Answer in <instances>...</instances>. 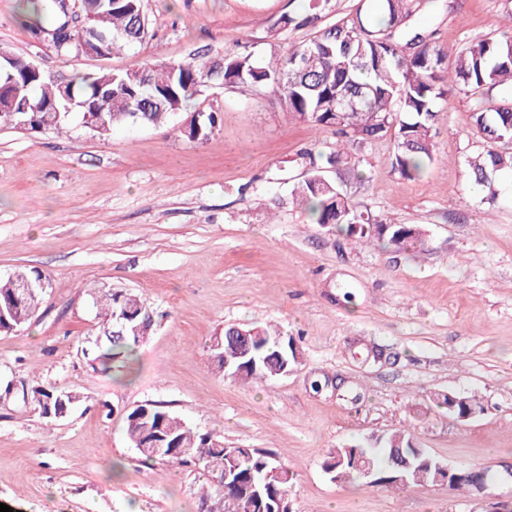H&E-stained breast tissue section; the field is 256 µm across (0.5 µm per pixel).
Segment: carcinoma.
<instances>
[{
	"instance_id": "obj_1",
	"label": "carcinoma",
	"mask_w": 512,
	"mask_h": 512,
	"mask_svg": "<svg viewBox=\"0 0 512 512\" xmlns=\"http://www.w3.org/2000/svg\"><path fill=\"white\" fill-rule=\"evenodd\" d=\"M34 16L28 25L35 39L51 36L61 55L77 54L81 31H65V18L56 0H22ZM422 0H373L370 12L336 19L309 40L283 52L270 45V59L262 62L247 53H226L218 59L204 56L189 62L145 63L125 71L76 74L55 79L32 70V61L13 56L9 68L0 72V126L32 132L63 133L75 118L83 119L91 107L99 111L96 134L107 137L122 126H162L176 112L207 90L209 75L221 69L226 87L272 88L296 120L336 132V150L324 156L303 154L308 171L303 182L293 186L292 199L305 206L316 224H332L359 240L375 239L398 251L424 244L423 232L412 225L387 224L354 210L342 184L328 170L344 168L362 177L360 160L353 150L389 136L393 139L392 170L413 179L433 161L432 130L439 104L463 93L483 100L485 90H512V34L507 32L466 43L453 55L434 45L431 35L416 22ZM84 12L92 13L90 26L105 40L111 54L142 41L145 35L143 0H82ZM331 12V0H302L297 11L282 16L269 28L277 39L284 29L313 27ZM40 103L46 112L27 110ZM217 118L200 112L198 118L179 127L190 141L208 139ZM475 132L484 143L482 151L467 160L475 192L494 201L502 194L498 175L512 171V152L502 146L512 141V96L494 105H479L471 115ZM360 228L353 230L352 225ZM41 273L18 268L0 277V334L26 325L43 297L40 289L23 298L15 284ZM99 313L106 317L87 352L107 363L133 355L139 337H146L153 318L137 295L99 289ZM126 316L124 327L112 328L111 316ZM144 327L139 332L133 328ZM245 332L251 343L242 347L232 337ZM224 347L211 351L214 367L224 376L241 381H266L300 364L296 340L265 327L227 325ZM237 355V365L224 369V355ZM61 391L38 386L24 397L45 417H57L62 407L72 408L78 396L68 393L58 404ZM448 412L457 416L479 413L474 396H444ZM126 436L146 463L194 467L207 477L208 486L199 497L198 508L225 512L224 498L235 501V512H270V504L288 494L293 474L275 452L260 448H226L209 430L186 423L157 403L130 411ZM151 440L156 447L146 451L139 445ZM369 464L379 485L410 487L445 482L452 490H478L493 480L489 474L475 475L463 469H444V464L420 448L410 434L395 432L372 436L365 443L330 449L323 471L341 483L360 474L359 465Z\"/></svg>"
}]
</instances>
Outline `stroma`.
Here are the masks:
<instances>
[{"label": "stroma", "instance_id": "obj_1", "mask_svg": "<svg viewBox=\"0 0 512 512\" xmlns=\"http://www.w3.org/2000/svg\"><path fill=\"white\" fill-rule=\"evenodd\" d=\"M20 0H0V49L49 76L124 71L198 52H269L271 23L294 0H143L147 34L105 58L61 56L34 40ZM512 18V0H429L421 21L458 49ZM476 102L441 104L434 160L405 179L389 140L361 150L350 203L390 224L424 229L398 251L313 223L290 190L302 150L336 146L332 130L291 120L268 88H212L171 126H126L103 139L0 127V277L26 266L50 280L34 318L0 334V503L13 512H196L203 480L146 465L126 415L160 402L228 448L277 452L293 474V512H489L512 506V197L482 202L465 160ZM218 113L207 140L178 128ZM137 293L153 315L131 360L84 355L99 332L93 287ZM228 324L295 337L290 374L243 383L215 371L213 339ZM378 359L367 358L368 350ZM50 385L81 401L41 416L22 390ZM477 395L463 420L446 394ZM410 428L451 468L490 470L480 492L446 484L395 488L331 481L329 449Z\"/></svg>", "mask_w": 512, "mask_h": 512}]
</instances>
